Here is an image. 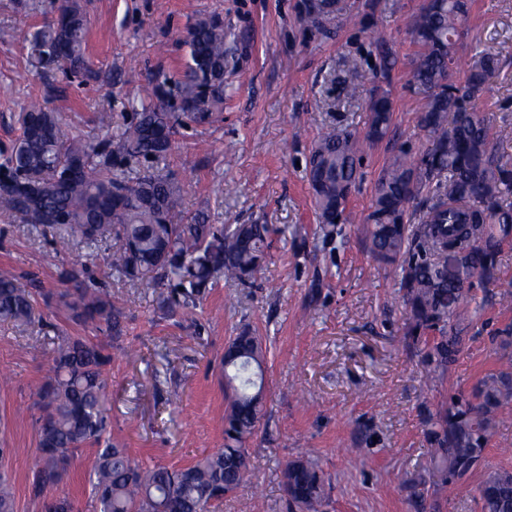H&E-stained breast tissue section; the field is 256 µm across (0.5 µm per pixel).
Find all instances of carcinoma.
<instances>
[{"mask_svg": "<svg viewBox=\"0 0 512 512\" xmlns=\"http://www.w3.org/2000/svg\"><path fill=\"white\" fill-rule=\"evenodd\" d=\"M470 0H424L409 35L418 47L412 82L423 95L419 126L423 154L400 155L374 188L373 210L363 225L365 243L379 262L395 267L406 310L405 335L423 341L432 371L454 361L468 320L462 305L465 283L475 274L493 278L500 243L512 235V165L493 153L491 125L475 111L497 56L475 53L462 85L457 45ZM340 11L338 0H308L305 20L320 25ZM87 19L81 0H64L60 14L36 33L39 62L86 74ZM189 61L171 80L158 72L130 121L112 126L101 112L106 137L92 141L65 133L55 112L32 104L22 116V135L0 163V203L26 224L56 231L64 249L80 237L94 245L113 241L108 266L117 277L168 284L163 303L193 312L207 288L220 279L243 285L261 275L267 257L268 224H208L182 207V188L171 177L117 172L112 155L125 160H164L174 148L175 127L212 123L224 110V22L201 18L188 30ZM392 117L385 95L373 98L363 139L332 125L311 151L306 177L324 229L336 226L360 181L364 146L381 140ZM67 168L72 177H63ZM432 204L417 224L408 205L423 191ZM454 261L448 262V253ZM71 317L99 329L118 326L120 309L111 295L88 281L62 296ZM40 318L36 289L0 272V321L29 324ZM224 384L232 391L224 411V447L180 468L141 465L128 450L103 441L110 425L103 369L112 357L81 336H59L52 349L53 376L37 391L39 456L32 491L41 512H72L57 494L68 461L96 447L90 465L93 512H216L251 476L249 440L265 416L262 341L245 329L226 345ZM512 404V373L485 376L470 395L452 399L430 428L426 469L432 484L465 481L484 459L488 439ZM287 512H326L330 484L312 454L290 460L283 470ZM481 512H512V472L495 470L479 486ZM0 512H15L9 478L0 475Z\"/></svg>", "mask_w": 512, "mask_h": 512, "instance_id": "obj_1", "label": "carcinoma"}]
</instances>
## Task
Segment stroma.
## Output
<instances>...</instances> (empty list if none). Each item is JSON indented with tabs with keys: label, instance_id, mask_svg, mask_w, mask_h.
I'll return each mask as SVG.
<instances>
[{
	"label": "stroma",
	"instance_id": "stroma-1",
	"mask_svg": "<svg viewBox=\"0 0 512 512\" xmlns=\"http://www.w3.org/2000/svg\"><path fill=\"white\" fill-rule=\"evenodd\" d=\"M91 78L40 67L35 33L60 0H0V151L22 134L19 115L38 101L66 132L102 139L96 116L128 119L148 79L175 74L188 60L187 28L224 21L230 64L217 122L179 128L177 148L160 164L176 178L187 213L212 224H270L269 257L252 287L219 281L195 316L159 304L160 289L116 278L105 254L74 240L58 253L51 229L0 212V271L34 280L43 321L0 324V469L15 488V512H41L32 493L39 454L36 390L51 375L56 335L83 336L112 356L106 368L111 435L146 465L183 467L224 445L228 392L220 362L230 336L247 328L266 349L264 425L249 443L252 481L225 498L221 512H285L282 469L314 452L330 479L328 512H480L487 472L512 469V416L494 430L485 462L466 482L429 492L403 487L425 464L432 414L469 393L490 372L512 366V308L498 294L512 282V237L499 247L494 278L470 279L472 324L445 376H429L422 346L405 336L399 280L367 251L360 226L374 185L401 151L422 154L421 96L411 84L417 51L407 30L423 0H342V11L314 26L303 0H82ZM393 65L381 72L372 34ZM495 54L498 73L475 102L495 132L497 155L512 162V0H471L458 54ZM388 96L390 129L365 155L362 179L333 234L322 231L305 166L329 124L364 132L372 97ZM233 157L226 165L225 157ZM87 272L123 317L119 331L68 321L58 306L70 273ZM92 449L73 459L60 490L73 512H91Z\"/></svg>",
	"mask_w": 512,
	"mask_h": 512
}]
</instances>
